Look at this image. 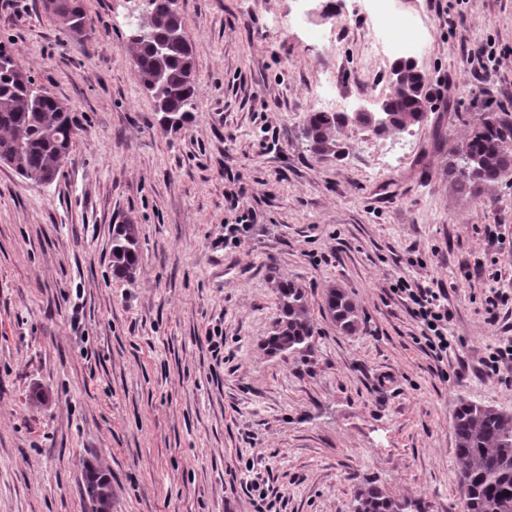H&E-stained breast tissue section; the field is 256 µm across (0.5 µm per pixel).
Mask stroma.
Segmentation results:
<instances>
[{"label": "stroma", "instance_id": "stroma-1", "mask_svg": "<svg viewBox=\"0 0 512 512\" xmlns=\"http://www.w3.org/2000/svg\"><path fill=\"white\" fill-rule=\"evenodd\" d=\"M334 2L318 22L342 34L329 47L305 36L298 0H180L198 110L167 132L130 64L143 0H84L83 37L42 0H0V43L81 126L51 184L0 164V512H86L91 463L112 512H255L257 481L271 512H352L366 479L461 512L456 403L512 412V362L481 373L486 346L512 339V307L495 325L484 311L486 288L512 289V176L459 195L448 154L483 113L512 115V0H400L396 33L427 34L428 112L405 133L348 124L344 157L321 161L302 130L327 78L353 113L391 92V60L370 57L352 0ZM482 47L499 64L477 78L465 58ZM242 187L258 220L228 243ZM125 221L140 230L131 280L112 274ZM402 277L448 289L446 377L390 296ZM283 278L309 299L305 356L263 346ZM333 286L355 332L322 308ZM323 308L341 330L354 332L359 323L358 309L349 294L342 288L326 289Z\"/></svg>", "mask_w": 512, "mask_h": 512}]
</instances>
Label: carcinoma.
<instances>
[{
    "instance_id": "obj_1",
    "label": "carcinoma",
    "mask_w": 512,
    "mask_h": 512,
    "mask_svg": "<svg viewBox=\"0 0 512 512\" xmlns=\"http://www.w3.org/2000/svg\"><path fill=\"white\" fill-rule=\"evenodd\" d=\"M55 21L64 15L86 17L83 0H57ZM141 31L132 41V65L144 91L155 101L159 124L172 131L185 128L197 111L195 48L187 38L181 12L167 0H146ZM15 54L0 45V154L20 150L18 174L37 183L58 174V160L70 154L78 127L68 105L34 87L32 79H16ZM427 103L426 92L413 100L392 101L398 124ZM336 112H310L303 127L309 151L319 159L336 152L341 125ZM448 160V178L463 196L497 183L512 173V121L492 113L472 135L455 146ZM139 262V228L116 224L112 230V274L131 280ZM277 318L265 342L272 354L309 352L314 325L305 289L291 280L276 284ZM323 308L341 330L351 333L358 309L342 288L326 289ZM453 433L459 468L456 483L466 512H512V412L459 402L453 412ZM112 481L101 468L85 475L84 500L90 512H112ZM354 512H408L412 505L388 495L373 481L357 486Z\"/></svg>"
}]
</instances>
